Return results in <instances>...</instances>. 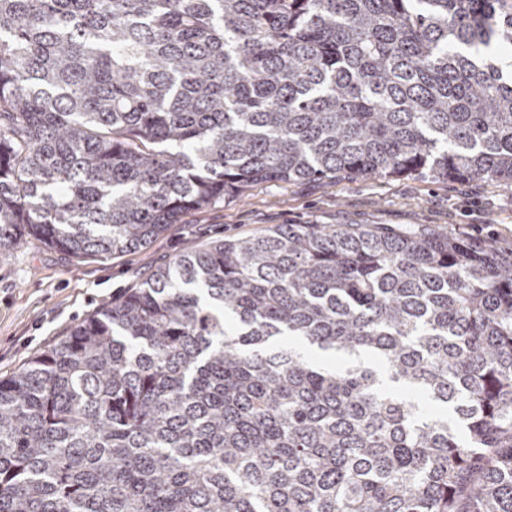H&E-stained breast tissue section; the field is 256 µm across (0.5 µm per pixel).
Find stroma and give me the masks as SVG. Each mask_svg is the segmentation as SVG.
Returning a JSON list of instances; mask_svg holds the SVG:
<instances>
[{
    "label": "stroma",
    "mask_w": 512,
    "mask_h": 512,
    "mask_svg": "<svg viewBox=\"0 0 512 512\" xmlns=\"http://www.w3.org/2000/svg\"><path fill=\"white\" fill-rule=\"evenodd\" d=\"M277 224L461 231L511 249L512 185L424 177L258 182L243 195L190 212L183 223L131 253L74 258L36 238H23L0 256V379L179 254Z\"/></svg>",
    "instance_id": "1"
}]
</instances>
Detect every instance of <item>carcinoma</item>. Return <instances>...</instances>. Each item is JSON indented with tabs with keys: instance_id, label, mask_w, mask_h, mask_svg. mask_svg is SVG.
Masks as SVG:
<instances>
[{
	"instance_id": "carcinoma-1",
	"label": "carcinoma",
	"mask_w": 512,
	"mask_h": 512,
	"mask_svg": "<svg viewBox=\"0 0 512 512\" xmlns=\"http://www.w3.org/2000/svg\"><path fill=\"white\" fill-rule=\"evenodd\" d=\"M492 45L512 0H0V252L122 254L257 182L512 184ZM0 512H512V254L179 255L0 379Z\"/></svg>"
}]
</instances>
